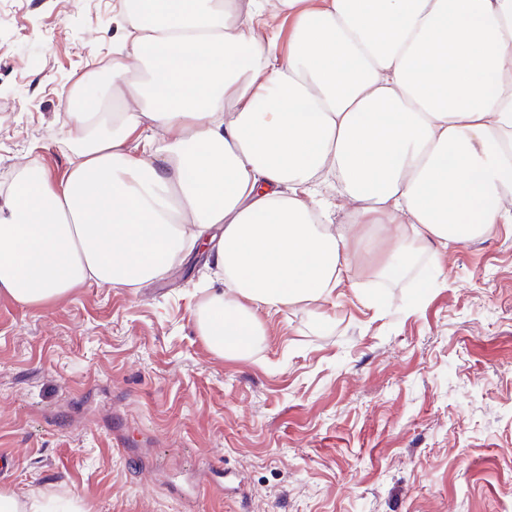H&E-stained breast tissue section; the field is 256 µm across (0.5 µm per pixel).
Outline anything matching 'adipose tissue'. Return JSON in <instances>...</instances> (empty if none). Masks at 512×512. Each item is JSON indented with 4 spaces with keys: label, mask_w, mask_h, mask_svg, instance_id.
Listing matches in <instances>:
<instances>
[{
    "label": "adipose tissue",
    "mask_w": 512,
    "mask_h": 512,
    "mask_svg": "<svg viewBox=\"0 0 512 512\" xmlns=\"http://www.w3.org/2000/svg\"><path fill=\"white\" fill-rule=\"evenodd\" d=\"M113 112L84 94L71 169L0 193V294L153 279L189 239L219 288L197 328L245 356L259 309L329 300L369 224L391 261L512 223V0H120ZM292 17L286 56L260 17ZM335 178L355 220L333 224Z\"/></svg>",
    "instance_id": "1"
}]
</instances>
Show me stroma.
<instances>
[{
	"label": "stroma",
	"mask_w": 512,
	"mask_h": 512,
	"mask_svg": "<svg viewBox=\"0 0 512 512\" xmlns=\"http://www.w3.org/2000/svg\"><path fill=\"white\" fill-rule=\"evenodd\" d=\"M118 0H0V187L64 177L65 106L125 35ZM196 328L209 253L134 287L0 295V493L47 512H512V224L401 275ZM124 450H117V442Z\"/></svg>",
	"instance_id": "1"
}]
</instances>
